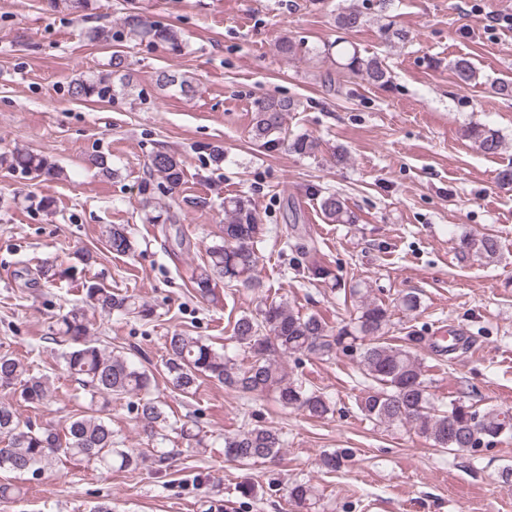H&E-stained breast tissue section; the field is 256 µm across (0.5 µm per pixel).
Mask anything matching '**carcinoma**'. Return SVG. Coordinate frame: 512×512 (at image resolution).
<instances>
[{"mask_svg": "<svg viewBox=\"0 0 512 512\" xmlns=\"http://www.w3.org/2000/svg\"><path fill=\"white\" fill-rule=\"evenodd\" d=\"M54 7H63L72 14L89 10L91 0H51ZM369 22L367 15L355 8L339 10L334 23L338 30L356 31ZM122 31L129 38L167 44L172 50L181 47L179 34L169 27L152 25L135 13L120 20ZM325 57H336V73H327L325 82L335 85V76L358 77L368 84L386 89L391 75L383 61L366 56L351 43L336 40L324 46ZM112 71L82 75L69 85L72 97L85 101H109L116 92L112 76H119L120 89L130 91V74L126 73L125 57L112 52ZM452 71L461 84L479 83L480 72L466 57L452 63ZM156 81L162 87L176 88L184 96L195 92L188 76L161 71ZM300 107L290 98L268 97L260 100L254 112L252 132L267 149L282 143L285 116ZM467 136L487 155L502 148L498 131L482 125L467 129ZM288 148L302 157H312L319 143L306 135L295 136ZM18 170L34 179L62 180L63 167L46 156L15 149L0 154V165ZM150 173L161 176L170 186L183 181L181 161L166 152H157L150 159ZM324 214L338 224L354 223V215L345 199L338 193L322 197ZM224 230L220 240L206 247L207 259L192 277V288L202 296L211 295L216 281L224 280L229 287H260L257 278L259 256L254 244L260 224L250 200L238 196L224 199ZM107 243L112 253L128 255L134 244L122 224L106 227ZM466 247L476 257L493 259L498 242L491 235L467 240ZM349 296L359 299L356 313L338 329H333L320 316L302 315L287 301L264 303L254 316L244 315L234 325V339L252 355V361L240 365L224 350L215 348L200 336L174 331L166 337L163 376L182 393L194 392L204 379L215 380L243 395H271L284 408H292L317 419L331 411L330 400L322 392L310 390L290 377L281 359L301 354L330 360L338 352L357 358L363 375L372 382L359 402L361 412L368 418L388 426H409L439 451L480 448L512 434V414L496 410L480 411L458 399L447 403L434 400L431 379L415 350L423 337L409 335L401 345L385 341L391 324L389 308L365 297L363 289L354 285ZM91 304L110 314L135 315L147 319L153 311L133 295H122L92 284L87 287ZM50 340L67 346L61 353L66 371L90 397L87 410L65 420L62 428L52 425L35 426L21 417L15 405L0 402V471L18 477L42 474L60 457L86 459L101 470L114 468L136 471L143 464L142 454L123 447V441L112 431L106 412L112 399L135 396L133 404L137 418L150 428V436L160 441L166 435L156 427L166 423L165 410L159 401L150 397L154 381L151 370L135 363L121 351H106L88 338L84 315L71 310L60 315L51 326ZM0 392L30 407L47 404L55 398V388L45 374L31 372L21 359L11 353H0ZM282 446L280 434L269 428L243 429L224 437V456L242 465L257 459L273 458ZM317 488L308 481L295 482L288 488V501L297 510H308L316 504Z\"/></svg>", "mask_w": 512, "mask_h": 512, "instance_id": "obj_1", "label": "carcinoma"}]
</instances>
